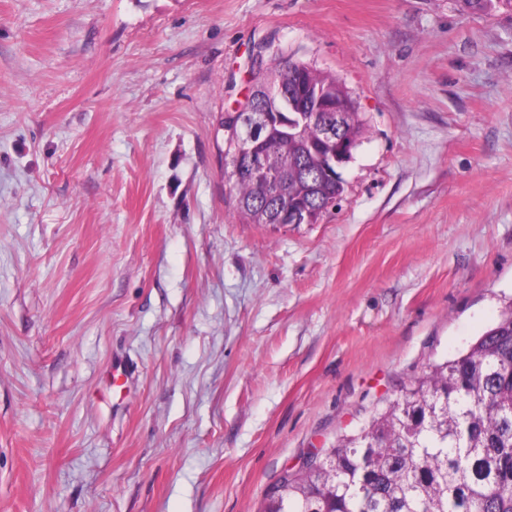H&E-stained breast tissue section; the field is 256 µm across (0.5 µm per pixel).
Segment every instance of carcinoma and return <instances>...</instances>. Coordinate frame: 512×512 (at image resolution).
I'll list each match as a JSON object with an SVG mask.
<instances>
[{"mask_svg":"<svg viewBox=\"0 0 512 512\" xmlns=\"http://www.w3.org/2000/svg\"><path fill=\"white\" fill-rule=\"evenodd\" d=\"M309 69L290 55L266 61L255 74L261 96L248 106H276L281 84L300 98ZM316 86L327 102L344 99L342 134L361 143L364 124L343 84L320 74ZM240 117L229 112L221 123L226 159ZM298 131L286 141L271 137L268 162L288 167L282 196L303 202L316 224L344 183L336 168L318 163V126L301 122ZM231 191L241 219L270 223L275 188L242 180ZM321 452L322 465L284 473L263 512H512V301L457 355L429 365Z\"/></svg>","mask_w":512,"mask_h":512,"instance_id":"obj_1","label":"carcinoma"}]
</instances>
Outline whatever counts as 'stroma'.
<instances>
[{
    "instance_id": "35a3bbf8",
    "label": "stroma",
    "mask_w": 512,
    "mask_h": 512,
    "mask_svg": "<svg viewBox=\"0 0 512 512\" xmlns=\"http://www.w3.org/2000/svg\"><path fill=\"white\" fill-rule=\"evenodd\" d=\"M364 123L316 224H246L256 46ZM512 298V8L0 0V512H260ZM317 77L318 80L316 81L315 86H318L323 92L322 99L324 101L333 102L334 100L336 101V99L343 97L347 106V112H345L346 117L343 120L344 127L342 129V134L360 145L364 124L360 118L359 112H357L354 101L349 96L343 84L336 79V77L323 74H318Z\"/></svg>"
}]
</instances>
